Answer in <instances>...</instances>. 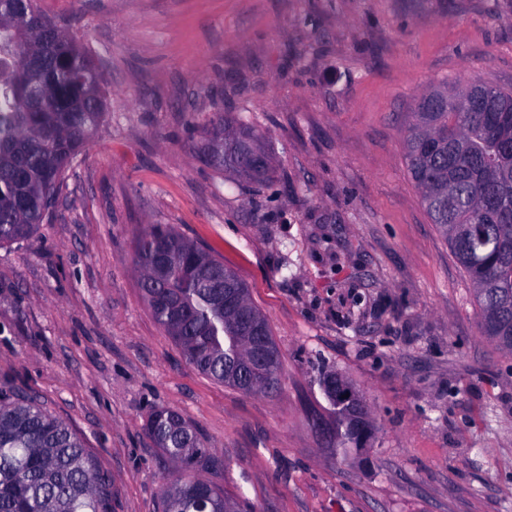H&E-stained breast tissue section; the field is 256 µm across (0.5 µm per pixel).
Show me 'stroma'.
<instances>
[{
  "instance_id": "stroma-1",
  "label": "stroma",
  "mask_w": 512,
  "mask_h": 512,
  "mask_svg": "<svg viewBox=\"0 0 512 512\" xmlns=\"http://www.w3.org/2000/svg\"><path fill=\"white\" fill-rule=\"evenodd\" d=\"M108 90L51 217L0 246V386L84 442L111 512H159L171 464L145 430L177 410L249 512H512V354L408 173L403 132L447 81L512 89V0H38ZM247 117L270 186L199 146ZM170 224L268 319L276 396L189 366L145 305L136 239ZM342 374L375 432L342 456L317 379Z\"/></svg>"
}]
</instances>
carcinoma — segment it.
I'll return each instance as SVG.
<instances>
[{
  "label": "carcinoma",
  "mask_w": 512,
  "mask_h": 512,
  "mask_svg": "<svg viewBox=\"0 0 512 512\" xmlns=\"http://www.w3.org/2000/svg\"><path fill=\"white\" fill-rule=\"evenodd\" d=\"M107 105L103 78L78 38L39 9L37 0H0V246L25 239L48 219L63 174L91 140ZM404 149L422 204L469 281L479 326L512 353V91L480 85L468 96L427 89L411 113ZM201 153L218 172L251 183L273 179L270 156L251 124L221 116L204 130ZM142 298L211 380L246 394L274 395L281 355L244 369L238 312L224 306L216 274L242 291L266 336L271 326L236 273L209 251L161 224L136 241ZM340 375L317 380L336 414L343 455L361 450L364 401L336 398ZM147 430L172 465L162 512H224L220 488L199 475L219 464L177 412L157 410ZM110 481L83 441L26 392L0 390V512H108Z\"/></svg>",
  "instance_id": "cac0c4a2"
}]
</instances>
